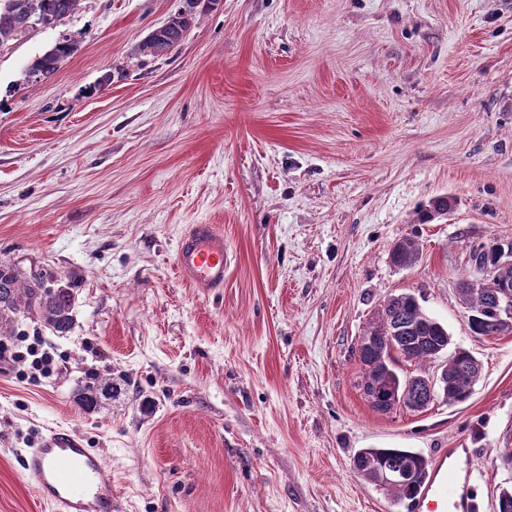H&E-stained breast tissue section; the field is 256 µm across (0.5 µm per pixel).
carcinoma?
Wrapping results in <instances>:
<instances>
[{
  "mask_svg": "<svg viewBox=\"0 0 512 512\" xmlns=\"http://www.w3.org/2000/svg\"><path fill=\"white\" fill-rule=\"evenodd\" d=\"M80 0H0V48L16 41L32 30L29 20L41 18L47 26H55L70 17L78 9ZM186 12L171 19V23L149 33L134 47L140 56H161L176 49L184 35L195 23L199 13L194 11L193 0H185ZM75 50V43L63 40L36 56L27 73L49 75ZM448 196L431 199L419 213L418 223L427 224L448 215ZM502 251H512V241L501 243L496 240L479 243L472 249L474 260L493 264ZM420 257V246L413 237L397 241L391 249V261L405 268L415 264ZM77 283L46 268H32L27 272L11 263H0V335L11 330L14 320L19 317L33 318L56 336L67 335L73 327V309ZM499 282L493 275L487 277L477 288L460 284V301L470 309L480 311L481 320L469 323L470 331L476 336H499L506 327L498 326L495 317L496 294ZM406 324L410 331L408 338L398 342L400 351L391 356L389 362L361 359L363 366L362 383L379 382L387 377L398 384L400 406L417 410V406L432 404L422 382L408 383L406 377H397L401 362L415 364L420 371L415 377L423 376L425 364L437 359L443 348H448L450 336L447 329L426 314L414 295L400 293L388 297L369 324L363 336L369 337L376 345H386L395 330L396 323ZM481 374V363L466 350L454 353V360L448 369V386L439 390L435 398L452 403L466 401ZM116 387L112 379L89 372L78 389V403L85 409L95 407L102 399L112 398ZM355 457L359 465L355 471L370 483L378 484L377 472L385 466H395L403 474V480L386 488L387 494L397 502L412 500L429 475V461L422 454L410 448H362Z\"/></svg>",
  "mask_w": 512,
  "mask_h": 512,
  "instance_id": "carcinoma-1",
  "label": "carcinoma"
}]
</instances>
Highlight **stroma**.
I'll list each match as a JSON object with an SVG mask.
<instances>
[{
    "instance_id": "1",
    "label": "stroma",
    "mask_w": 512,
    "mask_h": 512,
    "mask_svg": "<svg viewBox=\"0 0 512 512\" xmlns=\"http://www.w3.org/2000/svg\"><path fill=\"white\" fill-rule=\"evenodd\" d=\"M183 5L81 0L0 48V261L79 284L68 335L20 317L0 339L55 361L0 359V512H54L20 458L58 427L111 468L115 512H407L353 471L370 447L471 449L496 512L512 332L472 335L457 285L474 245L512 241V0H217L177 49L134 55ZM443 194L452 213L417 223ZM193 224L224 234L218 294L177 274ZM402 292L481 361L465 402L364 396L355 347ZM90 371L117 391L86 411ZM75 50V43L63 40L36 56L27 69L28 75L39 73L42 76L49 75L57 70L59 64L69 57ZM420 257V246L414 237L397 241L391 249V261L399 268L415 264ZM28 356L32 357L30 364L33 369L41 371L43 374H48L51 371V357L45 352L39 355L38 348L35 347H28L26 353L15 351L9 355L8 359L14 362H24L28 360Z\"/></svg>"
}]
</instances>
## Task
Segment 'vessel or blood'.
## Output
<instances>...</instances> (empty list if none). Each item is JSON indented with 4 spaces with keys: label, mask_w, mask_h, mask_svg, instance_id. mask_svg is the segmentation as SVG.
I'll list each match as a JSON object with an SVG mask.
<instances>
[{
    "label": "vessel or blood",
    "mask_w": 512,
    "mask_h": 512,
    "mask_svg": "<svg viewBox=\"0 0 512 512\" xmlns=\"http://www.w3.org/2000/svg\"><path fill=\"white\" fill-rule=\"evenodd\" d=\"M180 278L203 293L224 286V236L196 224L177 243ZM22 468L41 499L63 512H112V470L95 449L68 429H52L21 456ZM476 475L470 449H442L429 478L410 504L411 512H475Z\"/></svg>",
    "instance_id": "obj_1"
}]
</instances>
